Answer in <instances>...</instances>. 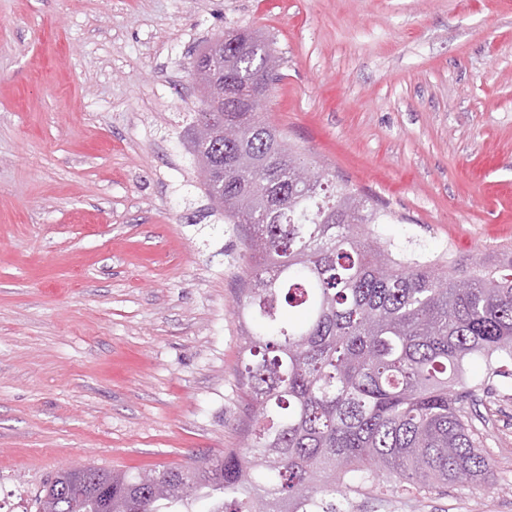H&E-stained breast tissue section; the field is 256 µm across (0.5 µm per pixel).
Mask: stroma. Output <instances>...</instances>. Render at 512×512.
Segmentation results:
<instances>
[{
    "label": "stroma",
    "mask_w": 512,
    "mask_h": 512,
    "mask_svg": "<svg viewBox=\"0 0 512 512\" xmlns=\"http://www.w3.org/2000/svg\"><path fill=\"white\" fill-rule=\"evenodd\" d=\"M269 36L261 117L388 207L397 251L512 247V0H0V499L65 467L176 468L239 440L246 264L186 136L203 45ZM487 482L354 512H512V378Z\"/></svg>",
    "instance_id": "obj_1"
}]
</instances>
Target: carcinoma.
Here are the masks:
<instances>
[{
    "label": "carcinoma",
    "instance_id": "carcinoma-1",
    "mask_svg": "<svg viewBox=\"0 0 512 512\" xmlns=\"http://www.w3.org/2000/svg\"><path fill=\"white\" fill-rule=\"evenodd\" d=\"M233 36L236 52L215 42L193 70L219 112L190 143L250 260L233 308L241 440L210 466L114 473L109 497L81 512H194L200 500L209 512H348L368 494L488 478L474 411L480 390L512 376V249L465 266L396 251L372 229L385 208L248 111L280 57L257 31ZM473 357L485 364L475 384ZM68 507L38 498V512Z\"/></svg>",
    "mask_w": 512,
    "mask_h": 512
}]
</instances>
